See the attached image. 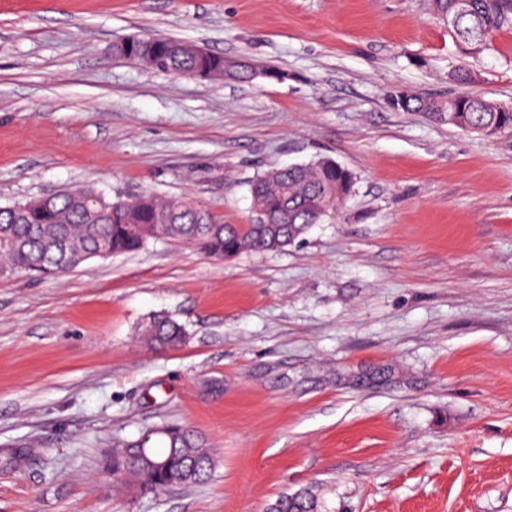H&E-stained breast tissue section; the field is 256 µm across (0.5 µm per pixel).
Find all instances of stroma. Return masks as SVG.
Instances as JSON below:
<instances>
[{
  "label": "stroma",
  "mask_w": 512,
  "mask_h": 512,
  "mask_svg": "<svg viewBox=\"0 0 512 512\" xmlns=\"http://www.w3.org/2000/svg\"><path fill=\"white\" fill-rule=\"evenodd\" d=\"M133 35L253 74L149 69L115 53ZM402 92L512 104V32L466 52L429 0H0V205L89 187L245 224L267 170L354 177L282 251L159 239L0 275V512H269L307 486L321 512H512V133ZM156 314L184 345L140 341ZM170 423L208 481L122 489L115 440ZM403 110L422 111L438 120L448 117V124L464 131L475 132L486 124L494 125L501 134L512 132V107L469 93L448 97L446 101L423 100L401 93L395 98Z\"/></svg>",
  "instance_id": "1"
}]
</instances>
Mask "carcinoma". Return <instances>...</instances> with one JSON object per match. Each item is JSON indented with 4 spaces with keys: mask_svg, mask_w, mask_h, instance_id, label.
<instances>
[{
    "mask_svg": "<svg viewBox=\"0 0 512 512\" xmlns=\"http://www.w3.org/2000/svg\"><path fill=\"white\" fill-rule=\"evenodd\" d=\"M431 9L448 26L453 40L469 50L483 49L495 33L512 30V0H467L464 11L461 0H431ZM150 48L160 59L159 71L204 80L251 75L248 66L227 72L224 55L188 43L154 37ZM395 103L403 110L446 118L464 131L490 124L502 134L512 132V107L469 93L446 101L402 93ZM353 184L352 174L332 159L270 169L250 188L251 213L262 217L261 224H220L189 198L162 200L147 194L106 199L102 216L94 218L81 204L89 189H63L45 203L33 197L0 206V272L62 273L101 247L117 256L137 252L160 238L195 246L224 260L245 252L280 251L336 213L351 195ZM60 239L73 246L65 259L55 251ZM139 336L153 348L175 349L184 342L186 332L172 319L156 315L142 325ZM166 430L152 436L145 447L158 462L172 458L171 468L146 464L138 448L126 442L107 459L109 473L144 494L172 487L171 472L180 486L206 481L212 460L204 440L181 425H168ZM276 503L278 512H320L316 496L308 489L284 494Z\"/></svg>",
    "mask_w": 512,
    "mask_h": 512,
    "instance_id": "carcinoma-1",
    "label": "carcinoma"
}]
</instances>
